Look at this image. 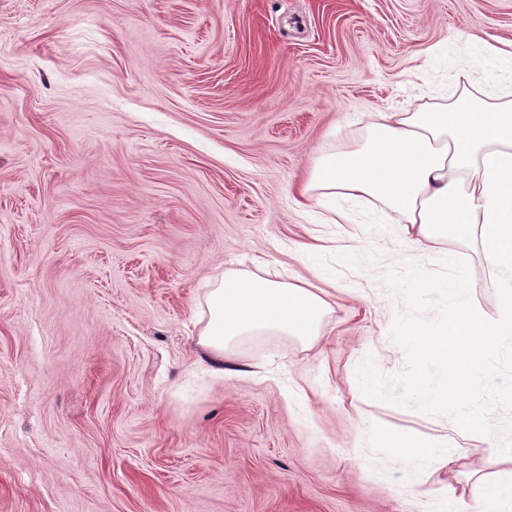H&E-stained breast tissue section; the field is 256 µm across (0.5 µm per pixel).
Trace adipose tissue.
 <instances>
[{
	"label": "adipose tissue",
	"instance_id": "obj_1",
	"mask_svg": "<svg viewBox=\"0 0 512 512\" xmlns=\"http://www.w3.org/2000/svg\"><path fill=\"white\" fill-rule=\"evenodd\" d=\"M298 206L344 199L378 202L388 223L403 225L413 243L474 239L488 272L499 278L496 316L473 308L460 280L446 284L441 329L410 325L405 346L426 362L447 365V379L414 387L428 405L456 415L458 439L492 436L483 410L468 395L512 338V75L495 93L462 90L434 110L380 112L363 138L318 157L298 191ZM200 344L216 364L243 336L273 333L316 340L329 308L324 291L225 271L211 289Z\"/></svg>",
	"mask_w": 512,
	"mask_h": 512
}]
</instances>
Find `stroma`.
<instances>
[{"label":"stroma","mask_w":512,"mask_h":512,"mask_svg":"<svg viewBox=\"0 0 512 512\" xmlns=\"http://www.w3.org/2000/svg\"><path fill=\"white\" fill-rule=\"evenodd\" d=\"M483 40L512 43V0H0V512H460L512 476L506 347L472 390L494 437L390 450L455 425L400 336L456 274L496 314L475 241L447 265L359 202H294L372 114L511 69ZM227 270L325 289L318 339L245 336L213 372Z\"/></svg>","instance_id":"stroma-1"}]
</instances>
